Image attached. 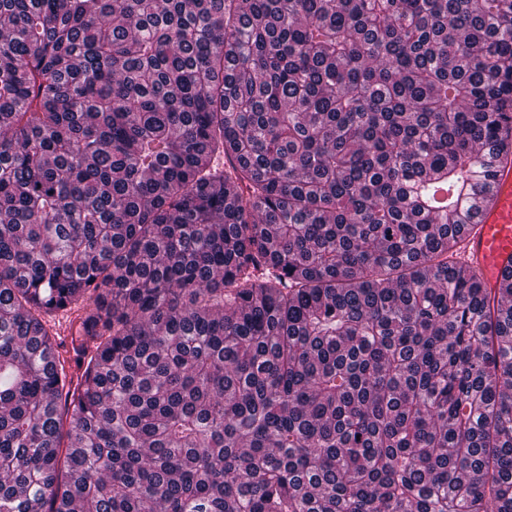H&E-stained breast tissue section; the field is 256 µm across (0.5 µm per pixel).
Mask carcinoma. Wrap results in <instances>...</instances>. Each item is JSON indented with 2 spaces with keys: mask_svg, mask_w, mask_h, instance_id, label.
<instances>
[{
  "mask_svg": "<svg viewBox=\"0 0 512 512\" xmlns=\"http://www.w3.org/2000/svg\"><path fill=\"white\" fill-rule=\"evenodd\" d=\"M510 120L512 0H0V512H512ZM459 260L493 292L512 273V156L495 170L488 201L479 200L474 224L459 235Z\"/></svg>",
  "mask_w": 512,
  "mask_h": 512,
  "instance_id": "obj_1",
  "label": "carcinoma"
}]
</instances>
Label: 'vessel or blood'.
Masks as SVG:
<instances>
[{
    "label": "vessel or blood",
    "instance_id": "1",
    "mask_svg": "<svg viewBox=\"0 0 512 512\" xmlns=\"http://www.w3.org/2000/svg\"><path fill=\"white\" fill-rule=\"evenodd\" d=\"M459 259L489 289L512 275V156L500 162L489 200L478 202L473 224L463 228Z\"/></svg>",
    "mask_w": 512,
    "mask_h": 512
}]
</instances>
